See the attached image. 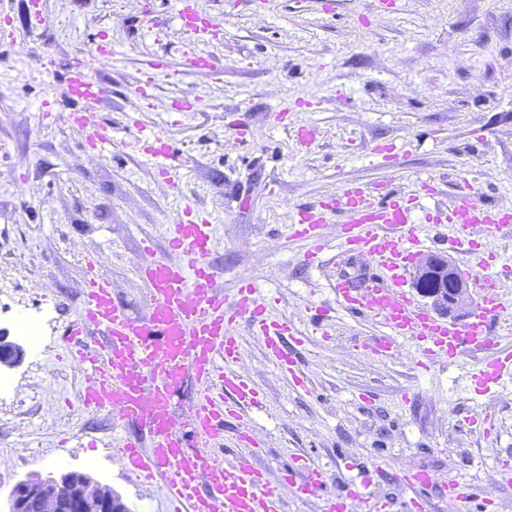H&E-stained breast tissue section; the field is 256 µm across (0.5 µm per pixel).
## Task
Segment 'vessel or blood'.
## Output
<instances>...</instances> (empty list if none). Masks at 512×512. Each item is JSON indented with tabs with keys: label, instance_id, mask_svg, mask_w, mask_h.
<instances>
[{
	"label": "vessel or blood",
	"instance_id": "b4317fda",
	"mask_svg": "<svg viewBox=\"0 0 512 512\" xmlns=\"http://www.w3.org/2000/svg\"><path fill=\"white\" fill-rule=\"evenodd\" d=\"M176 20L190 37L186 61L195 70H214L216 57L207 51L210 24L198 11L178 0ZM64 93L81 102L74 124L84 132L86 145L99 149L112 142V128L99 116L105 96L103 84L91 70L69 71ZM348 220L341 235L349 250L370 258L376 274L351 286L337 278L332 290L351 315L378 318L385 328L371 348L373 357L389 360L406 339L416 345L419 368L437 361H457L476 355L480 364L473 376L474 391L491 393L512 376V352L499 351L493 326L507 311L506 300L491 269L493 255L469 253L472 230L493 239L512 227V213L487 207L472 191L454 195L445 216L453 227L440 245L449 253L468 256L476 274L469 280L475 305L463 319L444 321L419 306L410 287L412 261L422 247L413 233L412 198H376L350 183L328 201L300 210L290 227L292 237L307 242L312 253L322 247L323 230L337 213ZM214 226L193 208H185L166 234V253L157 255L153 240H143L139 278L147 287L148 313L128 314L114 299L110 280L101 276L94 260H87L81 310L64 333L66 348L85 372L77 402L91 413H117L146 430L149 441L118 439L115 458L127 463L141 485L162 484L171 512H279L282 486L296 497H320L322 512H386V501L368 496L363 487L331 486L324 464L307 455L293 456L280 482H271L252 460L263 448L253 430L250 410L263 404L259 389L235 372L240 356V323H248L265 342L267 352L299 388H307L293 351L302 337L294 323L274 318L253 284L224 297L215 286L210 256ZM193 378L189 431L174 428V398L186 378ZM241 450L237 459L219 453L225 435ZM413 512H428V493L447 501L451 512H468L471 504L488 508L477 484L454 477L438 481L425 469L395 473Z\"/></svg>",
	"mask_w": 512,
	"mask_h": 512
}]
</instances>
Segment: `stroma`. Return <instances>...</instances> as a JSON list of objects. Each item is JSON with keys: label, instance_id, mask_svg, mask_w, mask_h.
<instances>
[{"label": "stroma", "instance_id": "stroma-1", "mask_svg": "<svg viewBox=\"0 0 512 512\" xmlns=\"http://www.w3.org/2000/svg\"><path fill=\"white\" fill-rule=\"evenodd\" d=\"M25 2L0 0V331L17 340L14 322L27 316L41 321L42 340L0 369L10 379L0 394V486L80 472L131 512H163L161 488L140 485L109 452L115 436L140 427L79 408L84 376L62 358L63 333L81 307L89 256L117 302L145 315L141 242L164 249L168 224L190 206L215 226L211 261L225 296L253 283L306 335L303 391L263 338L239 326L236 370L264 397L250 414L265 444L254 463L269 480L296 453L317 457L340 485L361 482L378 461L389 474L372 479L371 494L407 512L392 475L425 467L470 477L494 512H512V485L494 478L497 459L512 458V381L475 395L477 358L423 370L409 340L389 360L371 357L383 326L350 316L331 290L336 277L375 271L346 252L345 214L326 226L314 262L290 236L298 210L349 182L376 196L419 193L423 240L436 233L427 213L448 209L459 189L512 210V0H192L213 23V71L184 59L175 0H36L48 19L40 27L26 21ZM98 44L109 54L96 55ZM83 65L107 91L115 140L103 150L84 147L70 121L79 104L61 92L60 77ZM186 100L201 111L183 110ZM283 110L314 129L308 147L276 125ZM146 131L171 144L178 186L132 149ZM385 144L395 158L375 155ZM424 179L431 194L419 192ZM480 411L499 416L497 437L461 431Z\"/></svg>", "mask_w": 512, "mask_h": 512}]
</instances>
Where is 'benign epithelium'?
<instances>
[{
    "label": "benign epithelium",
    "mask_w": 512,
    "mask_h": 512,
    "mask_svg": "<svg viewBox=\"0 0 512 512\" xmlns=\"http://www.w3.org/2000/svg\"><path fill=\"white\" fill-rule=\"evenodd\" d=\"M414 286L431 299L435 312L450 316L458 313L451 301L458 293L467 294L466 306L473 303L467 278L456 270L448 256L429 254L418 264ZM24 348L0 333V367L19 363ZM5 512H130L123 499L85 473H68L59 479L29 476L12 486Z\"/></svg>",
    "instance_id": "7a95c632"
}]
</instances>
